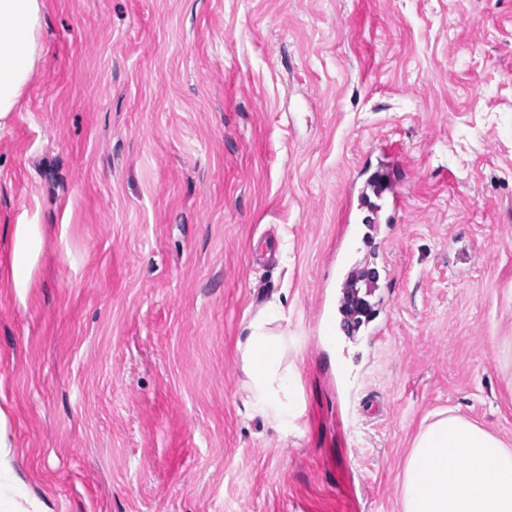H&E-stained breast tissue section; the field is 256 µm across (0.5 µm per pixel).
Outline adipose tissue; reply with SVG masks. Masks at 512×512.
I'll list each match as a JSON object with an SVG mask.
<instances>
[{
    "instance_id": "adipose-tissue-1",
    "label": "adipose tissue",
    "mask_w": 512,
    "mask_h": 512,
    "mask_svg": "<svg viewBox=\"0 0 512 512\" xmlns=\"http://www.w3.org/2000/svg\"><path fill=\"white\" fill-rule=\"evenodd\" d=\"M44 0H0V126L43 56ZM277 306L248 321L236 352L251 405L284 427L297 414L299 380ZM402 512H512V445L457 414L423 419L402 474Z\"/></svg>"
}]
</instances>
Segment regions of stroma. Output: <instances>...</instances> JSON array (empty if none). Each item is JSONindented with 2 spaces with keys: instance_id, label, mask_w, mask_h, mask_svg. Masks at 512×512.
Masks as SVG:
<instances>
[{
  "instance_id": "stroma-1",
  "label": "stroma",
  "mask_w": 512,
  "mask_h": 512,
  "mask_svg": "<svg viewBox=\"0 0 512 512\" xmlns=\"http://www.w3.org/2000/svg\"><path fill=\"white\" fill-rule=\"evenodd\" d=\"M40 41L0 131V512H401L426 415L512 440V0H46ZM273 300L289 430L235 355Z\"/></svg>"
}]
</instances>
